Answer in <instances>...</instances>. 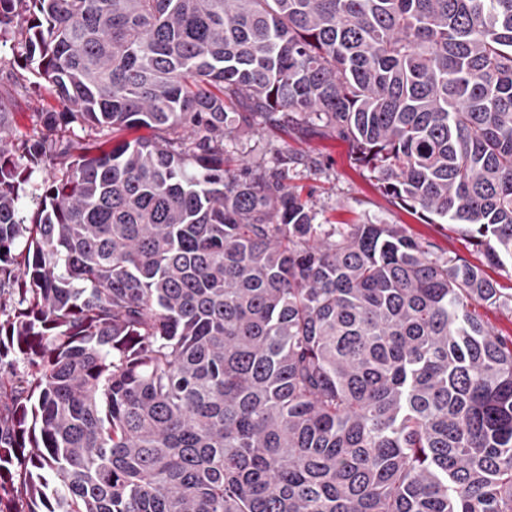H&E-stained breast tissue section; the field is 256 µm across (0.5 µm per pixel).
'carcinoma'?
Instances as JSON below:
<instances>
[{"instance_id":"obj_1","label":"carcinoma","mask_w":512,"mask_h":512,"mask_svg":"<svg viewBox=\"0 0 512 512\" xmlns=\"http://www.w3.org/2000/svg\"><path fill=\"white\" fill-rule=\"evenodd\" d=\"M10 38L46 127L95 138L21 169L0 101V512H512V337L478 312L512 294L316 223L286 155L224 168L234 104L319 122L512 265V0H0Z\"/></svg>"}]
</instances>
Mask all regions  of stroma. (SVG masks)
<instances>
[{
    "mask_svg": "<svg viewBox=\"0 0 512 512\" xmlns=\"http://www.w3.org/2000/svg\"><path fill=\"white\" fill-rule=\"evenodd\" d=\"M23 59L11 46H0V91L8 98L15 144L46 133L42 115L62 105L44 82H17ZM225 151L232 163L271 169L280 154H288L289 184L310 197L324 224H398L405 232L429 243L434 256L461 258L483 267L499 287L512 289V268L487 265L485 256L449 224H429L385 196L370 173L357 167L348 142L322 133L319 127H271L254 119L238 123Z\"/></svg>",
    "mask_w": 512,
    "mask_h": 512,
    "instance_id": "35a3bbf8",
    "label": "stroma"
}]
</instances>
